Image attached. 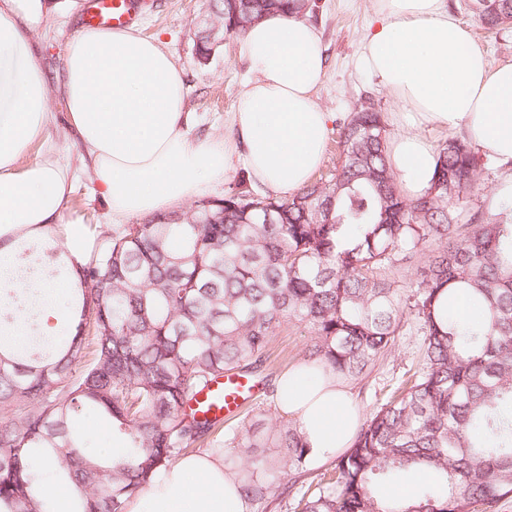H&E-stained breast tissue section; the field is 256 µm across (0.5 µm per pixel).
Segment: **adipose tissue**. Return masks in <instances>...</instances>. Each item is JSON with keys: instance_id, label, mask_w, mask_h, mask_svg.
<instances>
[{"instance_id": "1", "label": "adipose tissue", "mask_w": 512, "mask_h": 512, "mask_svg": "<svg viewBox=\"0 0 512 512\" xmlns=\"http://www.w3.org/2000/svg\"><path fill=\"white\" fill-rule=\"evenodd\" d=\"M43 0H0V281L17 287L20 239L41 237L68 270L42 289L44 328L64 325L61 296L93 249L79 221L63 211L80 180L104 198L112 223L169 213L203 197L235 168L278 196L305 187L323 161L332 113L314 92L326 66L319 30L275 13L241 37L250 77L229 135L190 137L183 67L159 40L136 28H81L67 40L64 133L77 149L63 159L52 134L50 76L33 36ZM376 26L360 65L392 98L399 133L389 164L410 198L430 187L436 150L416 121L464 131L502 163L512 162V63L490 66L469 28L444 0H375ZM275 406L291 420L315 462L350 447L361 414L335 374L311 364L283 373ZM125 512H251L224 451L209 448L160 470Z\"/></svg>"}]
</instances>
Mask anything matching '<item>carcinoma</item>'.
<instances>
[{"label": "carcinoma", "instance_id": "1", "mask_svg": "<svg viewBox=\"0 0 512 512\" xmlns=\"http://www.w3.org/2000/svg\"><path fill=\"white\" fill-rule=\"evenodd\" d=\"M485 29L512 24V0H475ZM312 0H210L194 50L207 57L212 26L239 34L273 12L300 17ZM383 113L367 98L339 133L329 179L290 197L231 190L187 212L112 229L82 267L65 303L70 333L16 347L0 321V512H54L38 467L78 491L73 512H123L158 470L217 443L219 417L190 403L219 376L253 375L284 325L306 323L309 351L338 376L357 378L393 346L408 315L423 364L394 388L351 447L302 494L300 512H489L512 497V222L467 208L477 181L470 143L437 149L434 178L415 199L387 165ZM468 289L486 306L480 325L455 326L443 294ZM81 366L76 370L75 366ZM90 408L126 442L119 463L89 455L73 427ZM225 468L251 501L303 473L297 429L248 430L229 439ZM264 448L279 452L268 458ZM429 471L402 502L379 488Z\"/></svg>", "mask_w": 512, "mask_h": 512}]
</instances>
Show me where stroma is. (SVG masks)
Returning a JSON list of instances; mask_svg holds the SVG:
<instances>
[{
	"instance_id": "obj_1",
	"label": "stroma",
	"mask_w": 512,
	"mask_h": 512,
	"mask_svg": "<svg viewBox=\"0 0 512 512\" xmlns=\"http://www.w3.org/2000/svg\"><path fill=\"white\" fill-rule=\"evenodd\" d=\"M54 6L35 29L44 46L45 58L53 74H60L65 43L79 27V11L68 0H53ZM448 9L470 29L477 46L490 65L512 62V27L497 35L484 36L481 22L470 7V0H447ZM309 20L321 33L326 55V72L315 95L325 111L335 113L333 130L326 144L317 177H329L339 166L340 148L337 130L361 99L372 98L383 115L394 112L390 96L376 78L360 69L358 59L364 39L374 19V0H315ZM207 0H149V8L138 26L139 32L157 38L177 59L186 72L189 84L187 108L194 114L190 136H225L230 134L231 116L242 92L248 65L238 36L225 37L208 64L194 58V43L199 34V21L206 13ZM512 177V164L502 165L481 158L475 188L468 193L469 207L484 216L498 214L501 203L496 193L506 178ZM65 218H82L85 223L109 230L111 224L103 199L93 194L87 182H80L68 201ZM313 343L309 328L302 323L283 326L273 336L267 349L266 372L278 378L288 367L305 362ZM422 338L414 319H407L392 348L366 374L347 382L358 408L371 416L386 400L387 392L402 374L422 361ZM274 396L261 390L236 415L226 419L225 435H232L257 423L279 422Z\"/></svg>"
}]
</instances>
